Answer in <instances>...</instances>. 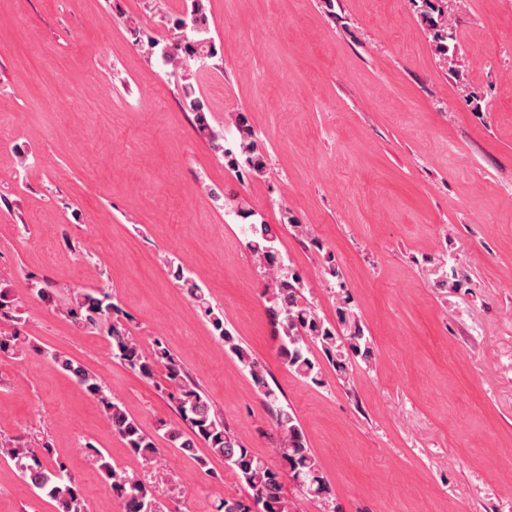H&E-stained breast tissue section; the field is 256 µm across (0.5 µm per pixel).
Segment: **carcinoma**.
Returning a JSON list of instances; mask_svg holds the SVG:
<instances>
[{"mask_svg":"<svg viewBox=\"0 0 512 512\" xmlns=\"http://www.w3.org/2000/svg\"><path fill=\"white\" fill-rule=\"evenodd\" d=\"M414 2L418 3L422 23L430 30L435 52L448 55V40L452 35L435 17L439 12L435 0ZM237 121L241 123L240 137L226 151L229 166L233 169L255 168V141L251 131L247 130L246 117L241 115ZM246 246L278 266L282 273L281 284L265 283L263 295L266 296V311L278 341L277 354L290 372L315 385L323 384L322 368L312 354L314 347L323 352L329 363L342 370L350 357L363 361L371 359L369 339L359 316L349 307L350 299L344 298L342 305L337 307V323L321 319L305 295L303 279L289 267L278 249L277 234L271 225L263 222L248 225ZM176 278L183 281L189 296L209 319L217 339L228 347L249 373L263 402L274 408L273 452L282 468L274 467L230 434L224 418L200 388L187 379L180 362L162 342L156 339L150 350L144 349L123 322L127 314L106 289L75 293L67 314L81 327L104 333L111 347L112 360L126 365L142 378L152 380L158 369L166 370L167 378L176 390L173 399L177 403L178 418L159 422L158 430L163 432V438L170 446L196 459L202 469L207 467L208 461L196 454V448L204 444L211 455L224 460V465L248 489L246 498L224 496L216 506V512H291L292 506L283 494L285 475L307 496L332 501L333 489L323 468L308 448L294 414L279 405V397L267 381L265 365L236 341L225 327L223 318L210 306L203 290L184 274L183 268H177ZM19 339L16 329L10 332L0 330V353L21 350ZM41 354L101 403L112 433L124 441L129 452L142 465L153 466L161 460L154 436L144 431L118 400L108 394L100 375L61 351L46 349ZM89 451L99 462L102 476L121 501L124 512H157L150 483L112 466L99 449L91 447ZM0 456L15 462L25 481L53 502L54 512H88L77 482L63 462L46 463L35 449L8 442L0 444Z\"/></svg>","mask_w":512,"mask_h":512,"instance_id":"carcinoma-1","label":"carcinoma"}]
</instances>
